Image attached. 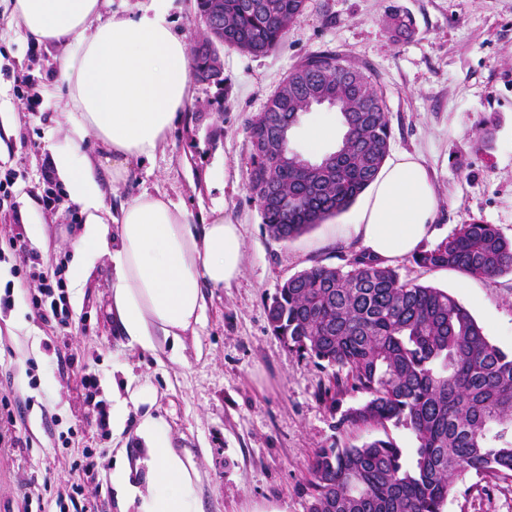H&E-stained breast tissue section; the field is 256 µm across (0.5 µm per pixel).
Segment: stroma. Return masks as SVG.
<instances>
[{"mask_svg":"<svg viewBox=\"0 0 512 512\" xmlns=\"http://www.w3.org/2000/svg\"><path fill=\"white\" fill-rule=\"evenodd\" d=\"M307 7L274 52L254 56L224 51L223 87L191 83L185 105L165 143L113 183L100 158L105 147L87 137L81 154L94 162L112 208L148 190L183 205L200 223L215 205L239 224L244 274L230 286L205 291L206 310L184 348L146 352L132 347L112 314V255L78 256L84 216L70 200L44 209L42 174L67 144L69 111L59 83L64 47L26 40L0 0V170H15L10 193L16 213L0 211V235L21 222L28 253L0 262V289L11 268L36 256L43 270L82 261L87 278L69 291L65 334L73 363H49L45 345L56 329L27 305L15 285L14 305L0 311V392L8 394L14 433L24 450L0 447V512H19L28 481L47 484L43 512H55L59 489L85 484L96 512H124L112 486L117 465L144 455L137 435L144 412L162 418L173 448L189 453L199 471L201 512H251L270 503L280 512H306L305 486L315 452L369 438V431H339L320 395L330 372L289 351L271 330L268 306L289 277L320 263L344 266L361 246L336 232L356 207L327 219L288 243L268 234L246 185L251 145L248 122L291 68L310 53L331 49L368 66L387 105L390 150L420 153L440 197L431 242L472 221L496 225L512 239V0H306ZM411 17L410 35L394 36L383 19ZM30 82L19 94L15 76ZM402 280L432 285L458 298L492 343L512 352V275L459 285L453 270L428 271L412 257L393 262ZM38 365L30 388L28 361ZM88 372L102 396L127 397L128 387L151 391L150 405L129 404L123 431L101 435L87 423L79 396ZM96 450V478L85 482L72 467L84 447ZM143 484L145 472L131 474ZM444 512H512V477L469 474L457 483Z\"/></svg>","mask_w":512,"mask_h":512,"instance_id":"1","label":"stroma"}]
</instances>
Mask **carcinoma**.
I'll list each match as a JSON object with an SVG mask.
<instances>
[{
    "mask_svg": "<svg viewBox=\"0 0 512 512\" xmlns=\"http://www.w3.org/2000/svg\"><path fill=\"white\" fill-rule=\"evenodd\" d=\"M206 36L191 48V76L224 84L210 61L218 48L275 51L306 0H196ZM386 28L408 35L412 19L392 12ZM336 97L344 129L335 151L308 159L289 140L317 93ZM252 147L247 186L262 224L287 243L346 210L374 181L391 128L371 72L327 50L306 56L247 127ZM427 271L454 270L492 280L512 275V239L494 224H463L413 256ZM269 323L288 348L333 370L334 394L362 403L336 428L374 429L359 444L316 451L307 512H444L470 472L512 476V353L492 344L470 311L448 292L404 281L397 270L360 254L349 268L317 263L291 277L269 307ZM415 437L412 455L389 426Z\"/></svg>",
    "mask_w": 512,
    "mask_h": 512,
    "instance_id": "1",
    "label": "carcinoma"
}]
</instances>
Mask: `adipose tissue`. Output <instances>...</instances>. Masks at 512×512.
I'll list each match as a JSON object with an SVG mask.
<instances>
[{
    "mask_svg": "<svg viewBox=\"0 0 512 512\" xmlns=\"http://www.w3.org/2000/svg\"><path fill=\"white\" fill-rule=\"evenodd\" d=\"M107 2L12 0L11 16L34 42L67 49L60 72L71 106L70 146L55 164L85 216L78 249L111 251L112 310L131 344L176 350L202 319L205 288L242 276L245 242L223 209L197 226L183 208L147 191L112 212L92 164L78 160L80 144L95 136L106 148L113 182L124 180L132 162L151 158L165 142L189 97L190 49L166 13L109 15ZM438 208L422 156L403 151L382 166L353 223L339 232L389 263L423 245ZM114 235L115 250L109 247ZM137 431L147 448V484H133L130 469L120 465L113 487L137 512H199L192 459L171 447L160 419L144 415Z\"/></svg>",
    "mask_w": 512,
    "mask_h": 512,
    "instance_id": "1",
    "label": "adipose tissue"
}]
</instances>
